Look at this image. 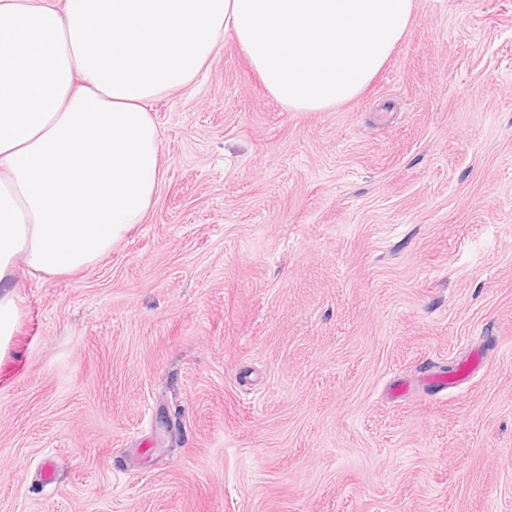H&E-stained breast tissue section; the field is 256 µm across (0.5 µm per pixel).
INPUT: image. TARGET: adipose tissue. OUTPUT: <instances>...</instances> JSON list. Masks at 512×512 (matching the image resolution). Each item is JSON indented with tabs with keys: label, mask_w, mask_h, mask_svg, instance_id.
Returning a JSON list of instances; mask_svg holds the SVG:
<instances>
[{
	"label": "adipose tissue",
	"mask_w": 512,
	"mask_h": 512,
	"mask_svg": "<svg viewBox=\"0 0 512 512\" xmlns=\"http://www.w3.org/2000/svg\"><path fill=\"white\" fill-rule=\"evenodd\" d=\"M415 0H0V338L16 271L95 264L142 223L162 178L153 103L233 39L297 112L361 94Z\"/></svg>",
	"instance_id": "obj_1"
}]
</instances>
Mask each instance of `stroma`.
Returning <instances> with one entry per match:
<instances>
[{"mask_svg":"<svg viewBox=\"0 0 512 512\" xmlns=\"http://www.w3.org/2000/svg\"><path fill=\"white\" fill-rule=\"evenodd\" d=\"M153 115L143 222L18 273L0 512H512V0H416L324 112L228 39Z\"/></svg>","mask_w":512,"mask_h":512,"instance_id":"1","label":"stroma"}]
</instances>
